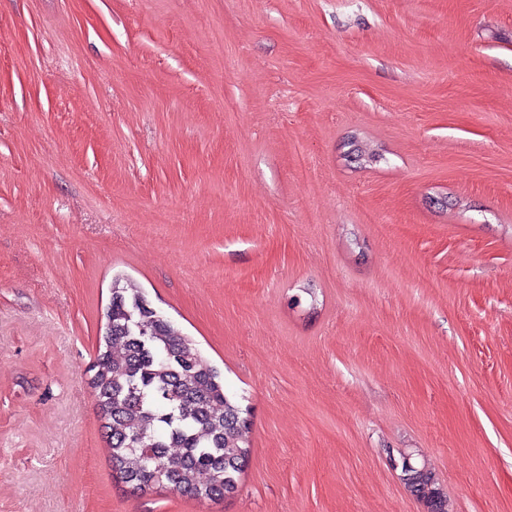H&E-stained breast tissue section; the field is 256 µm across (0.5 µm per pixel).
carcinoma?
I'll list each match as a JSON object with an SVG mask.
<instances>
[{
    "label": "carcinoma",
    "mask_w": 512,
    "mask_h": 512,
    "mask_svg": "<svg viewBox=\"0 0 512 512\" xmlns=\"http://www.w3.org/2000/svg\"><path fill=\"white\" fill-rule=\"evenodd\" d=\"M102 340L89 383L121 482L199 500L234 495L250 456L251 420L195 343L119 277ZM409 475L419 497L440 494L435 512H452L430 473L415 465Z\"/></svg>",
    "instance_id": "obj_1"
}]
</instances>
